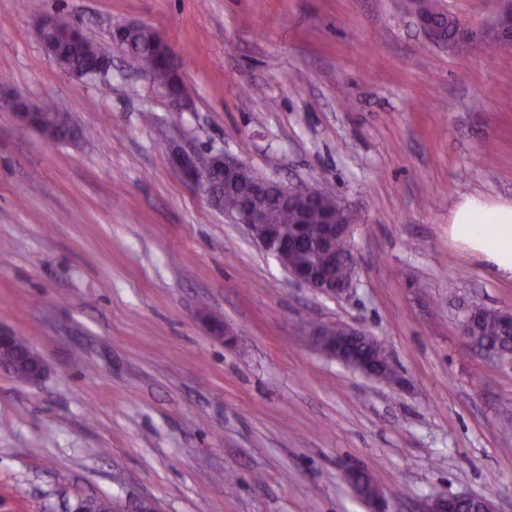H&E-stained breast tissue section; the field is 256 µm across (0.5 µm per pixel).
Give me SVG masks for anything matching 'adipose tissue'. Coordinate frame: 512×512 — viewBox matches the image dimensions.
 Segmentation results:
<instances>
[{"label": "adipose tissue", "mask_w": 512, "mask_h": 512, "mask_svg": "<svg viewBox=\"0 0 512 512\" xmlns=\"http://www.w3.org/2000/svg\"><path fill=\"white\" fill-rule=\"evenodd\" d=\"M448 237L498 277L512 280V202L462 197L448 214Z\"/></svg>", "instance_id": "ef3b65f1"}]
</instances>
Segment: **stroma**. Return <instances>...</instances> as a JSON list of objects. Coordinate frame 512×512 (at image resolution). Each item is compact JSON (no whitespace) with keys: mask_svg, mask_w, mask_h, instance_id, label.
<instances>
[{"mask_svg":"<svg viewBox=\"0 0 512 512\" xmlns=\"http://www.w3.org/2000/svg\"><path fill=\"white\" fill-rule=\"evenodd\" d=\"M437 3L469 39H430L413 0H0V329L48 367L0 369V512H367L354 466L392 512L461 493L512 512V366L461 332L473 304L512 311V281L448 240L463 196L512 199V48L480 41L493 0ZM56 12L111 55L108 93L45 53ZM128 23L181 59L187 110L113 42ZM18 98L58 103L79 139L20 123ZM173 145L331 187L351 292L292 282ZM336 322L378 338L398 383L311 349L305 327ZM167 158L170 165L179 172L186 184L200 192L210 204L219 208L217 196L211 189L210 172L205 171L212 170L213 159L211 153L197 155L195 152H188L180 146L174 145L169 148ZM197 163L204 170L200 169ZM28 341L23 336H16L13 340L12 349L0 350V362L1 365L4 361L9 362L12 365V372L15 379L23 383L38 384L47 373V365L42 356L29 345V351L34 359V365L36 366L35 373L26 382V371L23 367L18 365V357L21 350H24L28 346Z\"/></svg>","mask_w":512,"mask_h":512,"instance_id":"obj_1","label":"stroma"}]
</instances>
